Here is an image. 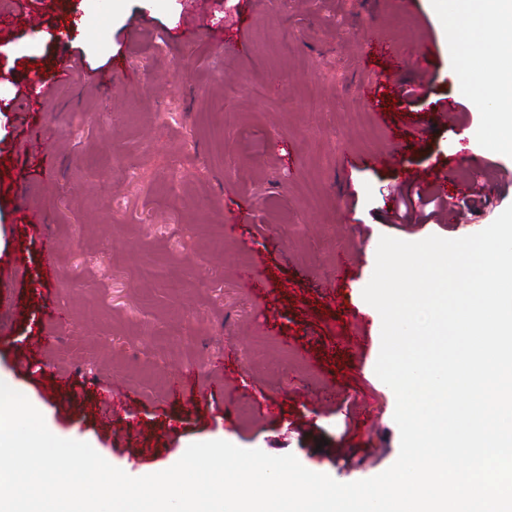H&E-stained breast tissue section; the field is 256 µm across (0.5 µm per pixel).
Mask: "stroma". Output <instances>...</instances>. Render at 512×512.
I'll return each mask as SVG.
<instances>
[{
    "label": "stroma",
    "mask_w": 512,
    "mask_h": 512,
    "mask_svg": "<svg viewBox=\"0 0 512 512\" xmlns=\"http://www.w3.org/2000/svg\"><path fill=\"white\" fill-rule=\"evenodd\" d=\"M446 38L425 0H122L100 22L85 0H7L0 379L54 435L132 477L212 440L291 453L341 483L388 469L396 398L362 297L379 240L469 236L512 205V152L477 155L462 137L488 114L459 93ZM382 39L432 46V74L380 84ZM65 48L79 60L68 82ZM419 81L429 96L401 99ZM448 107L456 122H434ZM35 131L48 163L26 150ZM392 147L397 163L383 162ZM409 170L455 222L393 221ZM109 385L132 411L119 433Z\"/></svg>",
    "instance_id": "35a3bbf8"
}]
</instances>
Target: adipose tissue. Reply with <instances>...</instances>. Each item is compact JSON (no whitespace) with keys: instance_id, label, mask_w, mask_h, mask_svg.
Returning <instances> with one entry per match:
<instances>
[{"instance_id":"adipose-tissue-1","label":"adipose tissue","mask_w":512,"mask_h":512,"mask_svg":"<svg viewBox=\"0 0 512 512\" xmlns=\"http://www.w3.org/2000/svg\"><path fill=\"white\" fill-rule=\"evenodd\" d=\"M504 0H428V8L441 17L445 27L460 30L472 17H479L483 34L476 38L487 61L486 66H473L462 58L463 86L480 91L482 99L495 100L491 111L493 124L483 133L473 136L471 148L475 154L512 149V100L498 94L500 83L512 82V54L502 52V45L512 42V12L503 9Z\"/></svg>"}]
</instances>
